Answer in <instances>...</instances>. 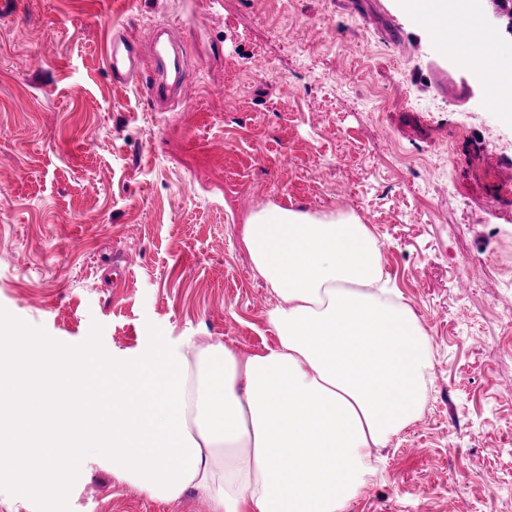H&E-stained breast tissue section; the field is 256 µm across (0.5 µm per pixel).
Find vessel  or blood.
<instances>
[{"label": "vessel or blood", "instance_id": "obj_1", "mask_svg": "<svg viewBox=\"0 0 512 512\" xmlns=\"http://www.w3.org/2000/svg\"><path fill=\"white\" fill-rule=\"evenodd\" d=\"M189 59L187 43L162 23L142 38L132 36L127 27L113 28L105 49L113 82L145 84L154 105L162 108L191 101L196 85L187 79ZM487 66L483 52L469 51L467 70L460 78L462 88L481 85Z\"/></svg>", "mask_w": 512, "mask_h": 512}]
</instances>
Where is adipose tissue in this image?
I'll use <instances>...</instances> for the list:
<instances>
[{"label":"adipose tissue","mask_w":512,"mask_h":512,"mask_svg":"<svg viewBox=\"0 0 512 512\" xmlns=\"http://www.w3.org/2000/svg\"><path fill=\"white\" fill-rule=\"evenodd\" d=\"M245 244L277 303L275 344L244 360L220 343L120 363L91 343L35 350L0 313V474L19 497L63 500L96 460L210 512H343L423 406L430 340L359 219L269 207Z\"/></svg>","instance_id":"adipose-tissue-1"}]
</instances>
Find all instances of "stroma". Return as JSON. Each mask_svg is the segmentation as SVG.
<instances>
[{"label": "stroma", "instance_id": "stroma-1", "mask_svg": "<svg viewBox=\"0 0 512 512\" xmlns=\"http://www.w3.org/2000/svg\"><path fill=\"white\" fill-rule=\"evenodd\" d=\"M189 42L197 97L155 112L112 27ZM402 0H29L0 12V312L108 360L157 341L273 345L244 242L277 206L357 216L431 341L418 417L345 512H512V124ZM135 255L121 282L113 260ZM66 512H210L96 461Z\"/></svg>", "mask_w": 512, "mask_h": 512}]
</instances>
